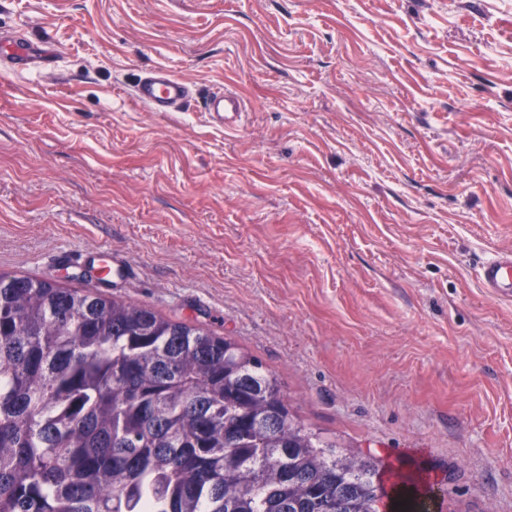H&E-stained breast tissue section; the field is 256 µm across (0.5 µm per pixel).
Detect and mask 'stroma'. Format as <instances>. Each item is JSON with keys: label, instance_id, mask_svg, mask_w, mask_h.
Listing matches in <instances>:
<instances>
[{"label": "stroma", "instance_id": "stroma-1", "mask_svg": "<svg viewBox=\"0 0 512 512\" xmlns=\"http://www.w3.org/2000/svg\"><path fill=\"white\" fill-rule=\"evenodd\" d=\"M58 50L0 70V273L212 330L292 415L512 512V0H0ZM187 80L182 109L138 79ZM230 88L237 125L202 113ZM131 275H86L101 249ZM190 84L166 68L142 77L132 89L134 100L153 112H171L188 103ZM479 283L487 295L512 301V251H500L485 261Z\"/></svg>", "mask_w": 512, "mask_h": 512}]
</instances>
